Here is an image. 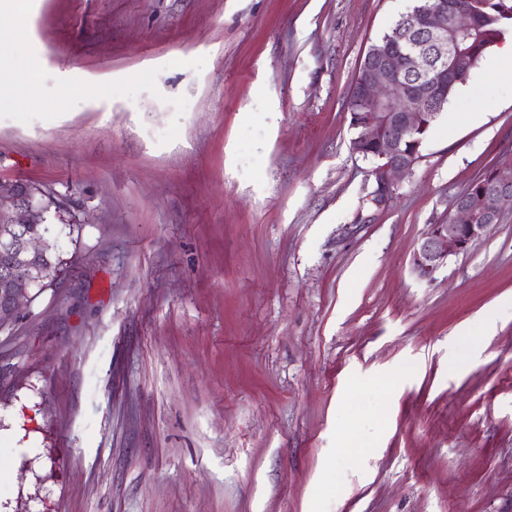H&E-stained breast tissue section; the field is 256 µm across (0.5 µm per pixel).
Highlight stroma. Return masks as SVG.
Wrapping results in <instances>:
<instances>
[{
    "label": "stroma",
    "mask_w": 512,
    "mask_h": 512,
    "mask_svg": "<svg viewBox=\"0 0 512 512\" xmlns=\"http://www.w3.org/2000/svg\"><path fill=\"white\" fill-rule=\"evenodd\" d=\"M0 180L55 273L0 330L9 512H512V205L418 240L512 156L474 70L379 194L349 90L413 0H14ZM475 191L476 187H473L469 195L474 197ZM469 195L464 191L457 196L453 203L455 209L448 215V224L430 225L429 231L416 245L412 265L420 278H431L447 262L449 256L468 252L491 226L500 223V205L504 202L512 204L511 158L502 159L481 178L475 200ZM475 211L483 224L477 220L471 224ZM455 214L458 224H452Z\"/></svg>",
    "instance_id": "1"
}]
</instances>
